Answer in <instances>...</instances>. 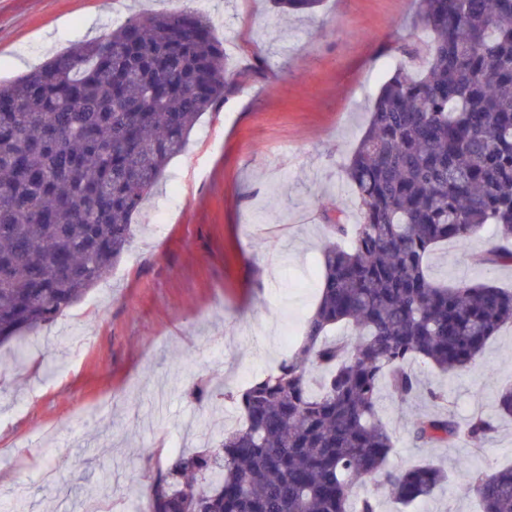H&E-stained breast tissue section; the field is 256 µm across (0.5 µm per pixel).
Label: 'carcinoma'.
Instances as JSON below:
<instances>
[{"label": "carcinoma", "mask_w": 512, "mask_h": 512, "mask_svg": "<svg viewBox=\"0 0 512 512\" xmlns=\"http://www.w3.org/2000/svg\"><path fill=\"white\" fill-rule=\"evenodd\" d=\"M430 40L409 33L344 167L359 220L325 216L319 300L300 343L255 378L242 422L213 448L177 452L154 472L145 512H377L352 499L376 480L408 505L445 483L428 463L392 468L381 385L420 391L408 364L468 368L512 325V291L433 279L437 245L484 225L485 261L512 267V0H418ZM313 14L323 0H271ZM421 60L413 73L412 63ZM230 68L209 20L179 9L119 22L38 70L0 83V346L28 339L103 281L132 243L133 216L200 118L224 101ZM338 326L348 340H330ZM494 428L447 411L406 424L415 445L479 444ZM483 512H512V466L468 480Z\"/></svg>", "instance_id": "1"}]
</instances>
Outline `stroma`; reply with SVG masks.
Listing matches in <instances>:
<instances>
[{
	"instance_id": "35a3bbf8",
	"label": "stroma",
	"mask_w": 512,
	"mask_h": 512,
	"mask_svg": "<svg viewBox=\"0 0 512 512\" xmlns=\"http://www.w3.org/2000/svg\"><path fill=\"white\" fill-rule=\"evenodd\" d=\"M202 6L235 72L217 111L203 115L134 215L132 258L29 340L25 361L0 373V512H144L149 473L140 448H209L235 416L238 391L295 345L318 297L325 213H359L343 167L394 59L420 21L414 0H324L313 15L282 16L270 0H0V80L14 61L45 62L43 33L63 52L138 13ZM94 32H86V22ZM496 229L466 248L439 246L436 280L512 288V268L483 263ZM422 393L383 397L394 436L389 464L440 465L448 481L378 512H477L459 475L470 460L490 473L512 462V420L497 418L480 444L418 448L410 419L433 413L443 390L459 422L495 415L512 383V328L475 363L448 376L416 362ZM211 396L196 400L194 384Z\"/></svg>"
}]
</instances>
